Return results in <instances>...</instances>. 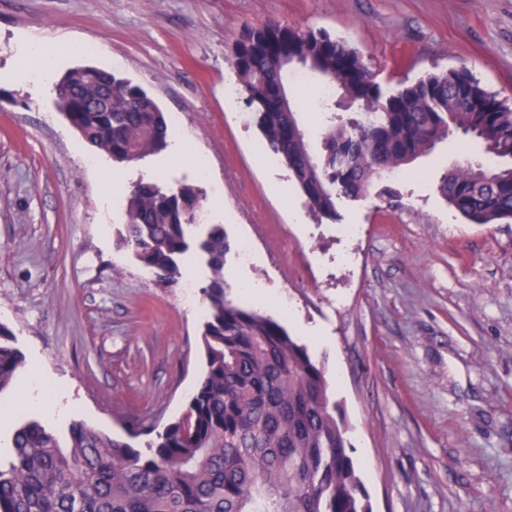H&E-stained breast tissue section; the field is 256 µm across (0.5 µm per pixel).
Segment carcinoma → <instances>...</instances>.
<instances>
[{
	"instance_id": "obj_1",
	"label": "carcinoma",
	"mask_w": 512,
	"mask_h": 512,
	"mask_svg": "<svg viewBox=\"0 0 512 512\" xmlns=\"http://www.w3.org/2000/svg\"><path fill=\"white\" fill-rule=\"evenodd\" d=\"M290 59L303 62L299 73L311 83L337 87L360 104L357 115L338 120L336 102L321 99L319 154L300 113L280 103ZM231 66L253 122L318 217L336 218L338 198L370 194L452 128L477 139L488 162L443 172L439 191L449 207L473 224L512 220V106L467 70L433 72L389 94L346 40L278 23L243 31ZM54 91L59 112L116 163L168 146L164 112L126 78L77 66ZM201 211L194 187L142 180L128 197L119 245L173 285ZM195 247L210 281L205 372L187 413L144 451L80 421L63 440L25 421L9 459L0 460V512H371L323 365L275 317L227 298L223 227L208 228ZM23 364L0 324V393Z\"/></svg>"
}]
</instances>
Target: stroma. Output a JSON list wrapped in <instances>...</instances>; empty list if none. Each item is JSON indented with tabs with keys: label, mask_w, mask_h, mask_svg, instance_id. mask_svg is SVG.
Wrapping results in <instances>:
<instances>
[{
	"label": "stroma",
	"mask_w": 512,
	"mask_h": 512,
	"mask_svg": "<svg viewBox=\"0 0 512 512\" xmlns=\"http://www.w3.org/2000/svg\"><path fill=\"white\" fill-rule=\"evenodd\" d=\"M270 21L345 38L387 90L463 67L512 104V0H0V323L25 356L13 389L31 380L43 394L13 409L0 457L31 419L141 449L186 412L210 273L191 251L166 287L118 248L126 198L110 185L150 177L199 188L230 245L228 298L278 318L324 364L372 512H512V222L468 223L438 191L482 149L450 137L386 200L315 217L242 95L224 96L236 38ZM79 65L178 115L181 159L119 164L85 142L54 106ZM288 94L319 146L315 90ZM254 280L260 294L241 293Z\"/></svg>",
	"instance_id": "35a3bbf8"
}]
</instances>
